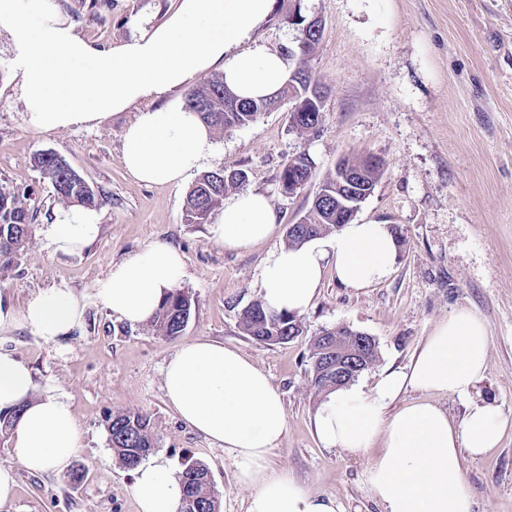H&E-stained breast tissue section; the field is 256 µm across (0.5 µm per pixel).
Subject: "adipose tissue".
<instances>
[{
	"instance_id": "obj_1",
	"label": "adipose tissue",
	"mask_w": 512,
	"mask_h": 512,
	"mask_svg": "<svg viewBox=\"0 0 512 512\" xmlns=\"http://www.w3.org/2000/svg\"><path fill=\"white\" fill-rule=\"evenodd\" d=\"M272 7L273 0H176L160 24L103 45L81 37L54 0H0V29L8 36L29 128H93L146 102L124 129V168L135 181L175 186L212 156L214 141L211 127L171 100V92L216 68L244 99L271 96L287 83L291 59L252 39ZM276 228L271 199L249 190L225 204L210 234L238 253L269 240ZM99 231L93 209L76 206L43 234L53 254L71 256ZM397 257L389 225L353 220L329 236L274 248L261 268L260 297L268 310L299 316L326 270L361 291L387 280ZM184 277L180 253L157 243L115 266L94 296L119 319L142 324ZM85 309L84 297L49 288L28 300L22 321L32 334L52 340L79 327ZM489 344L482 319L454 312L434 328L407 372L385 375L367 391L339 388L319 406L315 429L325 447L368 455L366 482L382 512H472L462 456L498 446L501 411L485 400L472 403L454 427L430 397L470 396L484 378ZM407 387L422 399L389 411ZM163 390L183 421L231 455L238 483L252 490L247 512H343L336 497L313 494L272 469L270 455L286 434L287 415L280 393L249 356L207 340L185 341L165 364ZM20 403L25 411L12 441L21 463L33 473H63L80 448L69 401L37 393L30 370L0 352V410ZM132 492L138 512H180L182 489L163 459L137 467Z\"/></svg>"
}]
</instances>
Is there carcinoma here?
<instances>
[{
    "label": "carcinoma",
    "instance_id": "1",
    "mask_svg": "<svg viewBox=\"0 0 512 512\" xmlns=\"http://www.w3.org/2000/svg\"><path fill=\"white\" fill-rule=\"evenodd\" d=\"M305 69H296L286 86L275 95L259 99L244 100L235 98L239 107L228 106L224 94L229 89L224 86L222 77L217 76L203 86L189 92L186 106L198 114L200 119L211 127L225 128L246 126L258 113L267 111L283 96L298 90L306 98V109L300 128L315 131L323 122V109L314 97L312 83L303 77ZM302 156L288 160L284 165L280 182L283 188L288 183L303 181ZM34 166L42 178L48 181L57 197L65 202L95 208L99 199L95 191L58 154L40 153L34 157ZM364 167L367 177L377 182L382 165L370 166L365 161H350L346 158L336 164L335 173L323 182L325 196L313 204L302 217L297 231L287 234L289 244H298L325 232L337 230L343 223L336 217V178L344 172ZM243 184V181L224 182V171L203 173L187 194L184 219L187 224H205L214 209L224 200V194ZM34 233L33 215L26 205V198L11 191L0 189V272L9 269L19 253L25 248ZM192 301L190 295L180 288L169 292L159 304L150 320L157 334L165 338H176L186 328L185 320L190 318ZM299 317L287 312L267 310L262 301L251 303L241 314L243 331L256 343L275 345L287 343L302 334ZM351 341L345 328H331L312 339L310 345L311 382L318 392L331 393L336 390V372L329 366L336 363V356L327 354L324 349L336 342ZM25 405L20 404L8 411H0V434L14 429L20 420ZM109 445L122 465L135 469L150 451L155 448L156 439L151 417L143 412L117 413L107 421ZM183 492V503L193 502V512H219V501L211 484L210 472L200 462L185 464L177 473Z\"/></svg>",
    "mask_w": 512,
    "mask_h": 512
}]
</instances>
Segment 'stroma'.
<instances>
[{"mask_svg":"<svg viewBox=\"0 0 512 512\" xmlns=\"http://www.w3.org/2000/svg\"><path fill=\"white\" fill-rule=\"evenodd\" d=\"M85 39L110 44L135 24L160 23L174 0H55ZM322 22L307 66L325 92L318 132L289 119L291 103L260 113L247 126L214 131L208 169H243L246 188L268 195L278 215L274 237L249 251L228 252L205 224L183 219L188 186L146 185L122 164V135L136 109L93 129L38 132L28 128L0 36V189L25 194L37 233L13 266L0 272V352L31 369L38 391L64 394L75 413L81 448L72 468L85 478L28 472L10 437L0 436V468L16 478L13 500L0 512H138L134 473L108 444L107 415L150 414L154 456L174 470L204 463L220 512H246L251 488L238 485L223 448L185 424L166 403L163 368L178 340L114 317L94 287L116 265L156 243L182 254L181 283L193 299L183 338L235 348L270 377L287 412V432L271 454L275 471L309 491L335 496L344 512H381L365 481L366 458L325 447L314 426L324 397L311 384L310 344L335 326L367 333L377 359L356 379L371 389L387 372L404 370L435 326L464 309L487 324L485 377L471 397L436 401L459 424L471 401L487 400L506 420L497 448L464 456L473 512H512V0H274L253 33L257 44L293 52L296 17ZM52 150L97 193L100 233L76 256L51 252L41 233L65 204L32 164ZM313 162L300 190L283 192L284 164L300 153ZM380 158L383 171L362 202L358 220L400 234L388 280L356 292L326 272L302 336L265 346L240 328L242 310L260 297V271L270 251L286 244L289 225L310 209L340 159ZM64 287L87 301L84 321L54 340L34 336L19 319L31 296ZM182 338V339H183Z\"/></svg>","mask_w":512,"mask_h":512,"instance_id":"obj_1","label":"stroma"}]
</instances>
